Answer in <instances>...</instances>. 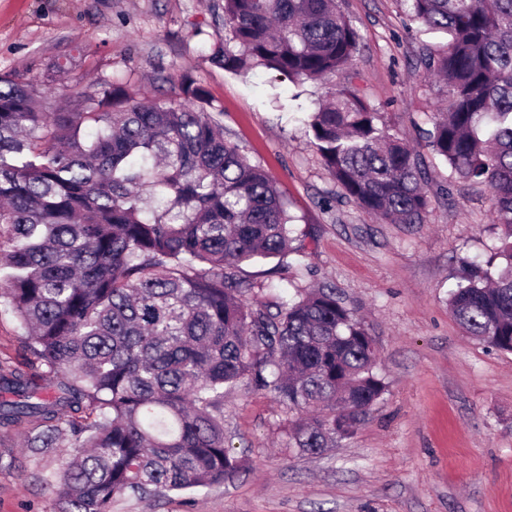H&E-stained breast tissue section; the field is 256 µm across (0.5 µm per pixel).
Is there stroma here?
<instances>
[{
  "instance_id": "35a3bbf8",
  "label": "stroma",
  "mask_w": 512,
  "mask_h": 512,
  "mask_svg": "<svg viewBox=\"0 0 512 512\" xmlns=\"http://www.w3.org/2000/svg\"><path fill=\"white\" fill-rule=\"evenodd\" d=\"M224 0H0V75H19L57 111L105 83L137 99L182 103L181 78L209 93L205 111L291 203L303 253L288 266L242 265L271 289H334L374 341L386 384L357 433L324 453L288 445L287 408L240 383L224 398V437L243 466L224 484L114 500L112 512H512V352L473 340L448 297L474 262L500 251L487 186L437 195L448 168L424 142L443 105L421 62L439 33L410 22L404 0H338L361 37L351 66L296 85L256 68L236 76L212 59L228 31ZM352 85L420 153L431 173L424 224H388L341 199L304 125ZM27 331L0 302V368L25 367ZM0 435V512H59L65 448Z\"/></svg>"
}]
</instances>
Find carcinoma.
<instances>
[{
	"label": "carcinoma",
	"mask_w": 512,
	"mask_h": 512,
	"mask_svg": "<svg viewBox=\"0 0 512 512\" xmlns=\"http://www.w3.org/2000/svg\"><path fill=\"white\" fill-rule=\"evenodd\" d=\"M447 36L428 49L446 111L428 131L455 180L492 192L512 238V0H407ZM213 59L294 83L348 68L360 46L336 0H224ZM145 103L115 84L95 102L43 112L32 82L0 75V226L11 246L5 298L43 367L0 372V431L33 424L26 447L77 453L61 512H112L125 494L222 484L240 469L224 439V391L248 380L288 411L293 447L320 454L352 437L385 384L367 327L325 289L256 298L238 265L293 246L286 197L193 108ZM311 143L343 198L390 224L432 210L417 153L346 86L309 114ZM491 272L474 264L448 308L465 333L512 352V242Z\"/></svg>",
	"instance_id": "1"
}]
</instances>
